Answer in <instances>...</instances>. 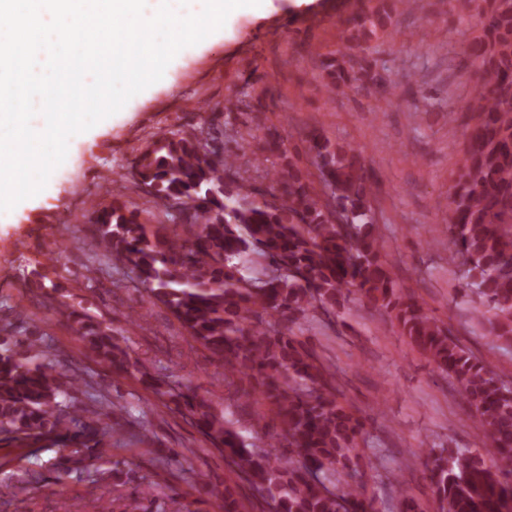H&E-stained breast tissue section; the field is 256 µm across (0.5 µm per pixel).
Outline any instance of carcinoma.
Wrapping results in <instances>:
<instances>
[{
	"mask_svg": "<svg viewBox=\"0 0 512 512\" xmlns=\"http://www.w3.org/2000/svg\"><path fill=\"white\" fill-rule=\"evenodd\" d=\"M450 8L477 19L480 36L468 46L477 93L458 178L448 194V256L465 290L488 314V333L512 343V0H452ZM358 35L375 33L372 15L353 18ZM355 40L324 63L327 97L373 89L386 80L367 64ZM331 189L318 194L293 160L273 173L272 199L245 183H227L237 155L208 149L196 137L171 132L148 141L132 176L156 199L172 201L169 223L112 202L92 212L94 246L108 269L87 267L86 280L134 272L147 301L162 305L189 337L224 364L239 398L260 394L274 411L281 438L260 451L216 412L210 399L150 379L154 396L198 428L224 455L229 476L219 512H377L355 468L362 419L338 401L328 366L296 339L292 324L309 311L336 316L352 294L395 312L402 331L437 370L448 375L479 422V450L427 452L429 480L441 512H512V382L505 383L468 354L447 327L405 296L386 269L374 233V190L358 150L306 136ZM38 293L64 318L96 360L114 374L135 376L131 353L113 341L112 326L55 296ZM90 385L83 373L47 344L0 339V442L13 448L68 450L54 466L106 460L101 440L122 411L78 413L74 393ZM256 492L246 503L241 484ZM149 489L134 492L125 512H147Z\"/></svg>",
	"mask_w": 512,
	"mask_h": 512,
	"instance_id": "obj_1",
	"label": "carcinoma"
}]
</instances>
